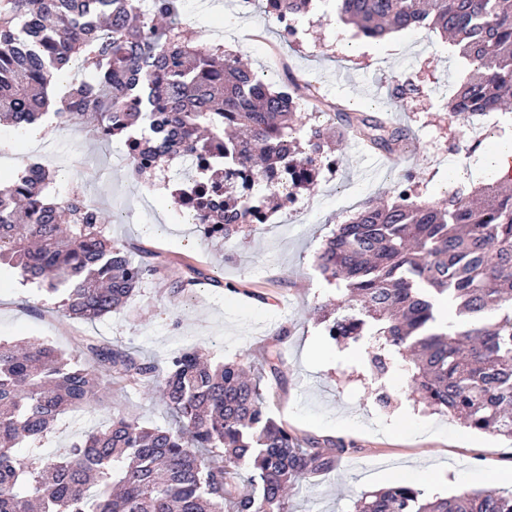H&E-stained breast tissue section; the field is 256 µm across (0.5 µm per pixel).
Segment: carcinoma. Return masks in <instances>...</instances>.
<instances>
[{
	"mask_svg": "<svg viewBox=\"0 0 512 512\" xmlns=\"http://www.w3.org/2000/svg\"><path fill=\"white\" fill-rule=\"evenodd\" d=\"M313 0H272L292 21ZM337 19L366 38L429 27L475 71L448 100L458 118L512 101V0H337ZM179 0H0V114L14 127L85 130L124 142L144 175L178 160L201 169L193 223L224 243L256 224L279 189H308L328 130L395 153L407 130L326 99L310 80L274 90L224 45L183 35ZM320 120L302 122V104ZM235 157L232 179L215 150ZM30 162L0 182V269L61 292L63 314L94 322L161 277L153 255L112 240L115 215L53 191ZM410 177L392 201L363 204L326 240L317 266L346 294L321 323L340 345L368 341L376 378L399 364L415 403L474 430L512 438V193L478 189L426 201ZM456 321L437 323L439 305ZM90 362L34 341L0 340V512H288V491L336 470L333 440L300 438L269 413L260 379L236 361L216 368L197 349L166 364L87 340ZM157 385L177 429L120 417L55 457L15 454L69 410L99 402V379ZM246 481L254 491L240 489ZM354 512H512L494 489L429 499L400 484L367 492Z\"/></svg>",
	"mask_w": 512,
	"mask_h": 512,
	"instance_id": "carcinoma-1",
	"label": "carcinoma"
}]
</instances>
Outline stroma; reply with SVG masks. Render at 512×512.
I'll return each mask as SVG.
<instances>
[{
	"label": "stroma",
	"instance_id": "1",
	"mask_svg": "<svg viewBox=\"0 0 512 512\" xmlns=\"http://www.w3.org/2000/svg\"><path fill=\"white\" fill-rule=\"evenodd\" d=\"M184 3L188 37L223 44L273 87L293 75L317 81L329 99L347 100L359 110L387 109L394 123L410 131L405 150L387 165L364 153L357 140L338 142L335 167H322L315 189L298 195L300 213L284 224L255 225L228 249L223 241L204 238L196 225L181 223L158 177L130 178L122 141L99 144L71 127L31 134L1 122L0 180L15 177L28 161H40L57 170L60 193L82 188L119 214L113 239L155 252L169 277L188 278L198 268L222 285L199 284L173 303L163 283L149 281L127 308L86 323L65 317L59 298L35 296L4 275L0 339H45L74 354L81 337L93 336L160 362L199 346L212 362L241 361L259 375L266 351L280 348V380L261 382L269 411L298 436L331 439L344 448L335 472L289 492V512H353L362 493L383 487V472H412L413 487L431 497L489 487L511 493L512 482L503 478L512 469L511 440L417 410L406 398L410 379L399 370L386 384L390 407H380L373 384L356 371L364 351L341 352L313 309L341 297L316 266L332 230L360 205L388 200L406 175L423 200L442 197L449 186L477 187L475 173L512 132V121L493 128L448 112L446 104L470 66L449 53L436 31L414 28L374 41L319 7L298 17L302 36L296 40L262 8L242 12L239 0H222L207 11L199 0ZM408 78L420 92L397 103L389 91ZM283 328L288 334L277 340ZM100 393L101 405L62 415L47 437L22 443L18 454L52 457L122 414L150 428L173 424L156 391L115 383Z\"/></svg>",
	"mask_w": 512,
	"mask_h": 512
}]
</instances>
